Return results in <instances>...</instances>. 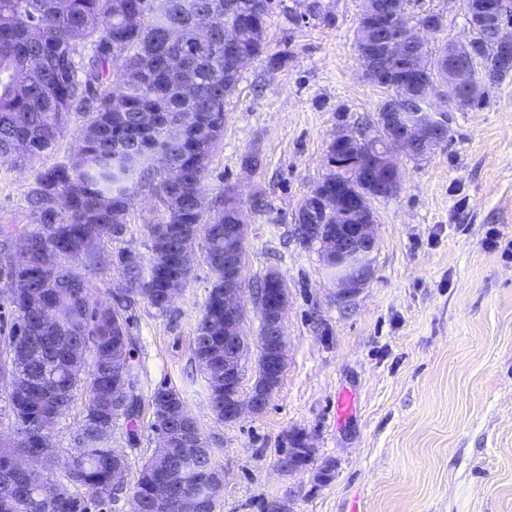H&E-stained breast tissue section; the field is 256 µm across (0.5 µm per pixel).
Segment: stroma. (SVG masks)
<instances>
[{"mask_svg":"<svg viewBox=\"0 0 512 512\" xmlns=\"http://www.w3.org/2000/svg\"><path fill=\"white\" fill-rule=\"evenodd\" d=\"M321 2L323 15L301 19L295 0H273L265 54L239 73L203 179L205 211L233 190L247 226L244 335L260 332L262 278L278 272L288 289L282 382L261 414L234 423L213 414L193 353L215 281L203 240L167 308L121 298L119 256L149 257L150 227L162 214L151 188H138L123 233L82 271L127 321L144 403L136 438L119 426L108 445L124 452L136 478L159 445L148 402L165 386L180 394L224 474L215 512H267L275 500L292 512H512V75L489 87L486 105L449 111L441 149L400 156L399 191L374 203L373 277L340 300L317 248L298 238L296 217L327 172L337 128L375 124L386 92L356 56L362 0ZM406 10L414 26L442 15V28L426 35L431 47L467 34L463 0H408ZM83 122L72 116L35 159L0 162V227L13 238L37 227L28 205L35 176L73 157ZM250 154L260 166L244 167ZM346 393L354 409L345 417L337 405ZM295 431L314 453L288 474L278 463Z\"/></svg>","mask_w":512,"mask_h":512,"instance_id":"35a3bbf8","label":"stroma"}]
</instances>
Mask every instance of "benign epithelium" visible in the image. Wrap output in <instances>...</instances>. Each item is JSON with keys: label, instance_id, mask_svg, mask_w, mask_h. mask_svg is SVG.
Returning a JSON list of instances; mask_svg holds the SVG:
<instances>
[{"label": "benign epithelium", "instance_id": "1", "mask_svg": "<svg viewBox=\"0 0 512 512\" xmlns=\"http://www.w3.org/2000/svg\"><path fill=\"white\" fill-rule=\"evenodd\" d=\"M381 15L376 0H364L359 17L358 59L365 76L379 81V75L387 70L388 61L373 55L372 32L379 27ZM512 0H466L468 36L446 43L445 52L434 57L433 68L439 77L430 81L421 91L413 83L401 81L397 93L385 99L377 113L375 127L385 143L375 140L374 134L361 135L347 127H340L328 149V172L309 194L311 198L326 199L335 182L344 179L353 185L350 190H336V229L325 230L312 239L319 247L325 264L345 266L347 271L336 274L340 286L339 297L347 301L369 283L372 276L369 257L376 249L377 239L373 232L376 214L371 202L394 195L401 185L397 152L406 145L416 147L417 157L434 153L446 142V127L419 118V113L408 111V106L418 103L423 107L445 111L450 107L463 109L473 101L484 97L487 85L499 81L504 71L485 62L481 45L489 46L500 66L512 63ZM384 24L392 32L389 54L395 58L405 53L408 42L413 41L428 50L425 39L408 26L404 0H394ZM242 28L224 26V49L236 54V65L242 69L253 57L238 50ZM245 237L226 238L224 244V422L233 423L245 412L262 413L272 396L271 390L252 384L243 391L245 376L243 361L247 350L239 348L244 319L241 297L240 274ZM286 295L270 299L261 291L259 309L267 315L265 336L259 344L272 350L267 360L266 372L272 379L281 376L286 361L283 315L287 306ZM166 417L169 423L189 428L186 439L189 447L197 446L194 434L195 420L184 405L171 407ZM311 449L309 442L302 448H290L279 460L283 472L300 470L297 458ZM116 467L112 472L116 487L112 500H118L126 491L128 461L121 452H114Z\"/></svg>", "mask_w": 512, "mask_h": 512}]
</instances>
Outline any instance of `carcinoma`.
<instances>
[{"instance_id":"cac0c4a2","label":"carcinoma","mask_w":512,"mask_h":512,"mask_svg":"<svg viewBox=\"0 0 512 512\" xmlns=\"http://www.w3.org/2000/svg\"><path fill=\"white\" fill-rule=\"evenodd\" d=\"M230 2L226 15L224 0H175V6L189 4L179 14L156 10L154 0H0V161L39 156L65 132L71 115L89 116L74 158L37 173L29 201L39 226L26 232L31 257L25 267L12 268L9 234L0 233V258L6 260L0 269L12 283L8 303L14 314L11 332L3 337V351L12 359L0 362V371L32 381L26 393L10 394L19 439L0 448V499L14 503L12 512H88L90 505L112 499L113 455L103 435L121 422L131 427L140 417L138 374L130 364L123 374L112 372L113 354L129 359L125 320L95 296L76 266L96 265L101 240L122 234L136 189L171 164L181 167V183L163 178L155 184L167 236L152 241L145 262L121 256L125 293L164 308L166 288L173 281L186 283L191 271L193 252L184 231L204 237L215 282L194 355L213 413L224 414V218L235 205H226V193L205 220L198 198L206 163L224 137L226 98L239 77L234 60L224 55L221 31L228 22L255 20L245 26L240 49L258 57L271 7V0ZM175 22L205 30L175 42L169 38ZM185 114L195 125L171 139L162 119L174 123ZM58 196L68 197L61 211L49 205ZM334 210L328 199L298 214L296 223L328 224ZM47 311L56 318L49 326L42 318ZM88 356L91 370L84 377L76 362ZM122 382L129 385L131 401L115 412L112 386ZM79 390L85 414L58 479L75 491L60 497L53 492L55 481L20 469L17 460L23 454L54 455L43 417L65 416ZM180 403L175 390L156 389L150 402L154 428L165 426L166 405ZM215 470L213 460L184 447L173 429L168 447L155 449L140 469L134 496L142 512H204L215 508ZM159 485L170 490L165 503L155 500Z\"/></svg>"}]
</instances>
